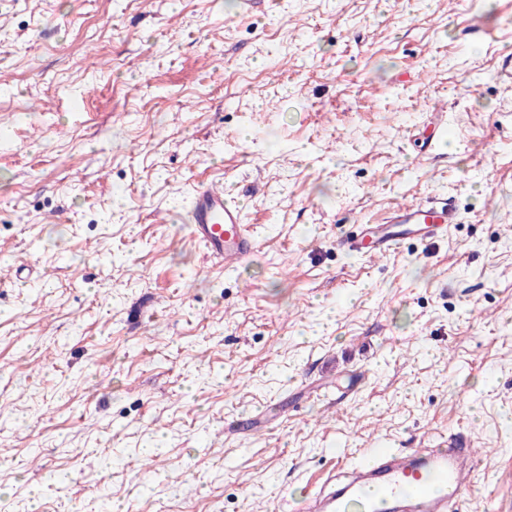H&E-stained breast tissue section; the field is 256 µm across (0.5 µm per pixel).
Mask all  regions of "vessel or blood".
Returning <instances> with one entry per match:
<instances>
[{
  "label": "vessel or blood",
  "instance_id": "b4317fda",
  "mask_svg": "<svg viewBox=\"0 0 512 512\" xmlns=\"http://www.w3.org/2000/svg\"><path fill=\"white\" fill-rule=\"evenodd\" d=\"M454 218V208L446 201L397 204L383 223L364 224L359 232L339 236L336 247L383 256L411 237L426 240L445 233ZM188 219L191 236L225 271L239 270L258 249L243 206L211 181L195 184ZM481 461L471 439L460 433L403 454L368 448L339 489L308 495L305 512H353V503L358 506L354 512H455Z\"/></svg>",
  "mask_w": 512,
  "mask_h": 512
}]
</instances>
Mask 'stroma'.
I'll use <instances>...</instances> for the list:
<instances>
[{
  "label": "stroma",
  "mask_w": 512,
  "mask_h": 512,
  "mask_svg": "<svg viewBox=\"0 0 512 512\" xmlns=\"http://www.w3.org/2000/svg\"><path fill=\"white\" fill-rule=\"evenodd\" d=\"M509 49L512 0H0V512H302L458 431V512H512ZM428 195L444 235L337 250ZM188 219L190 235L225 272L238 271L258 249L243 206L211 181L195 184Z\"/></svg>",
  "instance_id": "35a3bbf8"
}]
</instances>
